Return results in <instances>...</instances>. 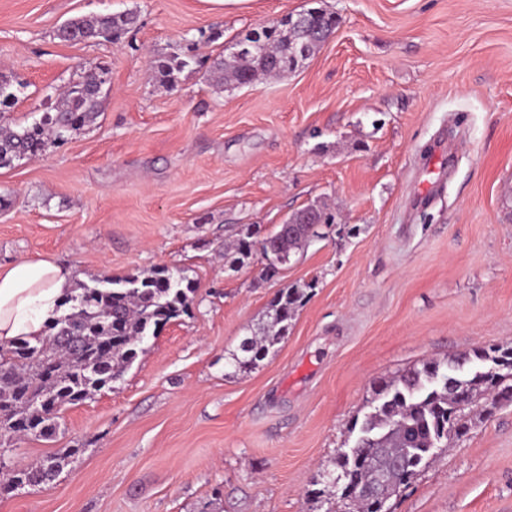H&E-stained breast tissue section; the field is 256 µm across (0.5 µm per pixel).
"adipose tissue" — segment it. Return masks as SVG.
<instances>
[{
    "mask_svg": "<svg viewBox=\"0 0 512 512\" xmlns=\"http://www.w3.org/2000/svg\"><path fill=\"white\" fill-rule=\"evenodd\" d=\"M70 287L69 272L47 259L0 267V346L19 337L40 338Z\"/></svg>",
    "mask_w": 512,
    "mask_h": 512,
    "instance_id": "obj_1",
    "label": "adipose tissue"
}]
</instances>
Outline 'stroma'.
<instances>
[{
    "instance_id": "stroma-1",
    "label": "stroma",
    "mask_w": 512,
    "mask_h": 512,
    "mask_svg": "<svg viewBox=\"0 0 512 512\" xmlns=\"http://www.w3.org/2000/svg\"><path fill=\"white\" fill-rule=\"evenodd\" d=\"M331 39L249 87L208 79L219 46L309 8ZM135 11L120 40L55 38L74 16ZM198 43L161 87L157 57ZM222 43V44H223ZM96 122L0 168V267L48 259L72 281L167 268L193 291L122 378L60 412L49 484L0 512H323L310 492L352 446L373 383L512 344V0H0V113L30 124L90 68ZM325 203L338 223L280 274L226 242ZM313 284L287 338L247 374L226 362L283 288ZM393 512H512V405L392 497Z\"/></svg>"
}]
</instances>
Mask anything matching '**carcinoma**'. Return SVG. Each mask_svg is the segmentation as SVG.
Returning <instances> with one entry per match:
<instances>
[{"mask_svg": "<svg viewBox=\"0 0 512 512\" xmlns=\"http://www.w3.org/2000/svg\"><path fill=\"white\" fill-rule=\"evenodd\" d=\"M138 22L134 11L76 17L56 31L64 42H89L100 38L117 41ZM339 23L322 8L304 10L293 21L269 25L263 33L252 30L236 43H249L244 53H219L210 71L216 85L250 86L261 76L280 77L294 71L324 42ZM194 61L191 50L160 56L154 61L155 77L166 87ZM102 92L92 89L90 76L82 75L55 100L49 111L27 126L0 125V168L60 143L74 131L95 123L101 114ZM296 223L279 224L260 236L254 227L224 248V263L244 265L254 251L262 259L297 255L310 239L325 236L324 228L336 224V212L310 204L292 213ZM165 268L126 278L107 279L90 286L84 282L60 302L58 313L44 326V338L32 343L18 338L0 348V448L26 436L49 439L56 433L58 409L75 405L111 387L143 351L149 337L188 309L191 287ZM314 283L279 291L271 301L267 321L244 337L228 364L236 374L251 372L287 336L299 307ZM465 367L472 371L461 390L448 380ZM370 412L354 421L353 446L338 450L334 476L340 488L316 499L352 512H374L367 496L345 498L343 488L369 486L387 500L399 493L434 454L429 448H447L477 425L472 415L481 403L493 407L512 403V346L474 347L441 363L426 361L398 376L384 378L367 400ZM63 458L51 456L52 467L4 473V486L47 484L62 467Z\"/></svg>", "mask_w": 512, "mask_h": 512, "instance_id": "obj_1", "label": "carcinoma"}]
</instances>
